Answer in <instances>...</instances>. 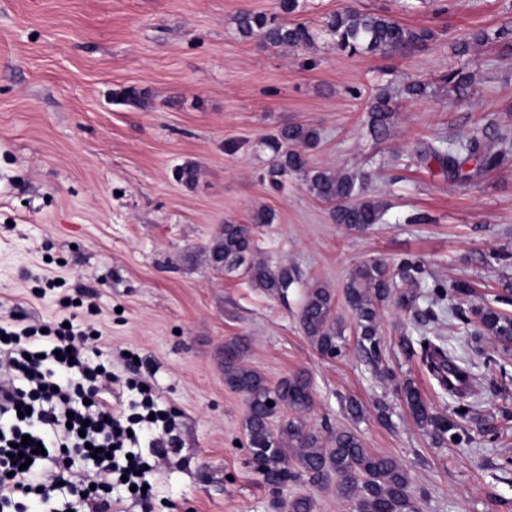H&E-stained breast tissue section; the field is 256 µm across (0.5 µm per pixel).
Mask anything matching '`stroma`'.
Segmentation results:
<instances>
[{
  "mask_svg": "<svg viewBox=\"0 0 512 512\" xmlns=\"http://www.w3.org/2000/svg\"><path fill=\"white\" fill-rule=\"evenodd\" d=\"M349 8L435 37L406 54L340 50L323 23ZM243 11L273 15L279 2L0 0V325L67 318L96 329L113 402L129 405L127 383L139 379L175 421L176 454L147 475L154 497L115 487L118 512H275L274 499L306 493L314 512H354L335 484L275 493L255 472L246 403L225 386L220 361L236 338L269 385L306 372L308 426L324 437L352 430L398 460L419 512H512V348L448 311L492 303L512 282V163L454 181L416 155L427 142L512 131V38L499 36L512 30V0H299L287 20L316 38L297 50L243 36ZM479 31L483 43L454 53L456 39ZM452 70L471 75L467 96L449 87ZM413 81L422 96L407 95ZM382 89L393 123L378 138L369 107ZM290 124L318 129L312 166L367 174L380 223L362 233L336 224L297 175L270 188L267 141ZM185 166L193 180L178 178ZM260 207L274 221L256 229L257 258L294 273L283 296L254 288L245 269L199 258L220 225L250 223ZM408 255L424 265L415 306L381 307L380 359L370 361L345 284L363 262ZM457 281L469 295L434 302L435 284ZM318 284L335 293L338 358L321 355L298 318ZM429 307L437 321L419 326L416 310ZM437 335L479 392L458 444L436 443L397 393L413 380L434 413L454 414L456 398L421 358L420 337Z\"/></svg>",
  "mask_w": 512,
  "mask_h": 512,
  "instance_id": "stroma-1",
  "label": "stroma"
}]
</instances>
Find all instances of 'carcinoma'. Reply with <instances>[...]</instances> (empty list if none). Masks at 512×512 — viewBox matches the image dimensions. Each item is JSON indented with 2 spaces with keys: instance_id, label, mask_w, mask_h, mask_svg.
<instances>
[{
  "instance_id": "carcinoma-1",
  "label": "carcinoma",
  "mask_w": 512,
  "mask_h": 512,
  "mask_svg": "<svg viewBox=\"0 0 512 512\" xmlns=\"http://www.w3.org/2000/svg\"><path fill=\"white\" fill-rule=\"evenodd\" d=\"M237 24L243 35L258 36L275 47L301 48L313 41V33L307 25L276 23L264 14L244 12L237 18ZM324 29L336 37L341 50L351 53L360 50L407 53L434 37L428 29H410L389 16L354 10L329 16ZM391 118L388 97L381 92L370 107L371 126L382 134ZM318 140L319 133L312 126L299 124L281 128L269 139L274 157L266 173L268 183L279 190L286 176L299 173L311 193L334 205L332 218L336 223L357 231L378 223L383 209L366 196L363 175L335 173L310 165L305 150L315 147ZM417 155L421 163L436 160L450 179H470L512 161V135L500 134L495 150L475 136L445 149L426 143ZM472 162L475 166L467 168ZM273 220V212L261 208L254 213L251 224L222 225L205 250L206 261L227 273L246 263L254 287L269 294L284 292L293 282L288 268H272L263 261L247 263L255 251V226L271 224ZM422 273L423 264L415 257L400 259L393 269L381 261L365 262L351 273L344 296L356 316L358 343L366 354L379 357L377 315L380 306L392 296L391 282L397 277L411 287ZM473 313L488 335L505 347L512 344V315L488 305L473 309ZM300 323L322 355L335 358L343 354L332 289L318 286L308 290L300 311ZM420 343L423 344V360L443 390L462 400L475 396L473 386L455 385L471 376L445 342L437 343L423 336ZM244 352L245 346L237 340L224 345V383L245 397V428L251 463L265 483L286 485L302 478L310 486L321 488L334 475L340 494L354 502L356 512H418L409 495L403 466L388 455L364 447L355 432L338 430L324 439L306 429V422L298 418L288 421L280 434H274L270 419L279 408L285 406L300 413L312 410L311 378L298 372L283 378L272 388L260 373L241 364ZM398 392L413 421L420 427L432 428L435 439L452 443L462 440V426L452 417L435 414L413 381H404ZM289 448L296 450L299 467L296 472L288 468Z\"/></svg>"
}]
</instances>
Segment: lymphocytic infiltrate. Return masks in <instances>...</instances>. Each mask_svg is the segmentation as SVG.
<instances>
[{
  "instance_id": "obj_1",
  "label": "lymphocytic infiltrate",
  "mask_w": 512,
  "mask_h": 512,
  "mask_svg": "<svg viewBox=\"0 0 512 512\" xmlns=\"http://www.w3.org/2000/svg\"><path fill=\"white\" fill-rule=\"evenodd\" d=\"M96 357L69 327L0 326V512H28L33 495L42 512H59L62 490L86 512H112L115 484L146 485L144 452L160 463L168 459L174 424L158 413L151 389H139L131 407L113 405L112 375ZM37 443L43 453H34Z\"/></svg>"
}]
</instances>
